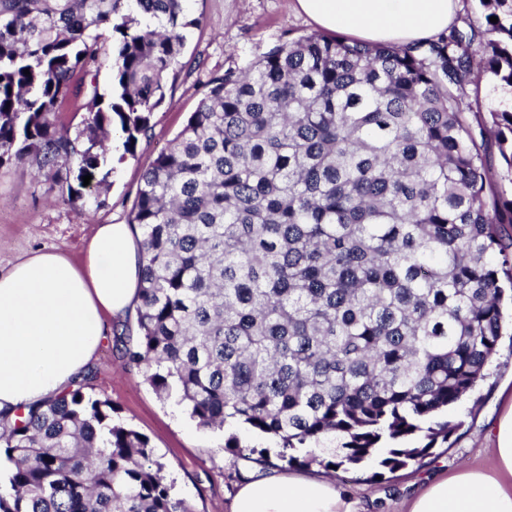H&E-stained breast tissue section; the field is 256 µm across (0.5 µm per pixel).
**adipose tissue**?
Instances as JSON below:
<instances>
[{
	"label": "adipose tissue",
	"mask_w": 512,
	"mask_h": 512,
	"mask_svg": "<svg viewBox=\"0 0 512 512\" xmlns=\"http://www.w3.org/2000/svg\"><path fill=\"white\" fill-rule=\"evenodd\" d=\"M318 29L362 42L405 46L447 34L461 0H296ZM138 229L100 224L81 262L37 251L0 274V423L65 393L91 366L106 322L138 302ZM492 469L464 467L424 483L407 512H512V407L500 418ZM230 512H367L329 478L257 473Z\"/></svg>",
	"instance_id": "ef3b65f1"
}]
</instances>
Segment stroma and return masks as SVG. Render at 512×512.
<instances>
[{"label": "stroma", "instance_id": "stroma-1", "mask_svg": "<svg viewBox=\"0 0 512 512\" xmlns=\"http://www.w3.org/2000/svg\"><path fill=\"white\" fill-rule=\"evenodd\" d=\"M187 12L199 21L188 29L182 68L169 85L165 103L151 116V129L140 138L135 155L115 164L99 197L66 202L49 191L35 165L0 167V272L39 249L60 250L81 260L83 248L97 225L127 221L135 204L142 174L157 153L168 146L203 96L211 75L241 71L286 40L314 33L311 21L295 8V0H189ZM123 346L107 341L96 355L94 396L110 399L116 422L147 436L166 465L165 475L175 498L192 512H230L242 478L254 463L225 449L230 435L242 445L277 450V439L240 427H200L185 405L160 396L137 368L125 366ZM512 405V339L503 338L489 375L448 412L458 428L448 442L413 467L373 477L366 464L353 477L336 474L344 493L363 496L369 512H406L414 490L427 478L455 472L467 465L493 464L494 420Z\"/></svg>", "mask_w": 512, "mask_h": 512}]
</instances>
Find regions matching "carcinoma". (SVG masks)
Listing matches in <instances>:
<instances>
[{
    "label": "carcinoma",
    "mask_w": 512,
    "mask_h": 512,
    "mask_svg": "<svg viewBox=\"0 0 512 512\" xmlns=\"http://www.w3.org/2000/svg\"><path fill=\"white\" fill-rule=\"evenodd\" d=\"M478 2L485 27L437 41L313 33L213 75L144 170L123 357L199 426L233 421L332 473H392L448 442L512 300V199L488 165L494 143L512 171V111L493 132L464 119L475 70L512 89V0ZM197 23L186 0H0V166L31 162L52 190L63 167L80 187L99 174L115 131L135 154ZM93 379L0 431V512H192ZM225 448L269 463L233 434Z\"/></svg>",
    "instance_id": "carcinoma-1"
}]
</instances>
